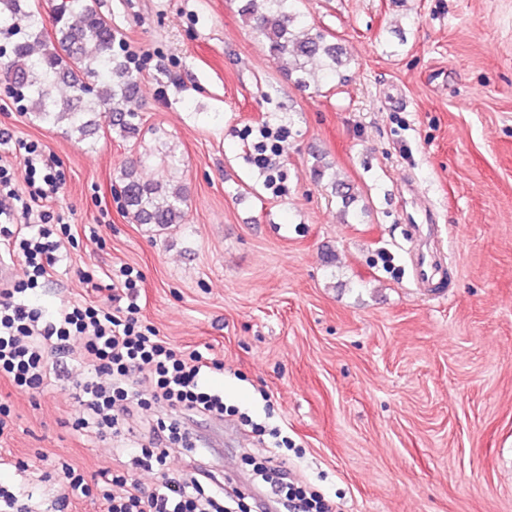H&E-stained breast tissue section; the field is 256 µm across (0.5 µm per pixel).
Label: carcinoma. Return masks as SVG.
Here are the masks:
<instances>
[{"label": "carcinoma", "mask_w": 512, "mask_h": 512, "mask_svg": "<svg viewBox=\"0 0 512 512\" xmlns=\"http://www.w3.org/2000/svg\"><path fill=\"white\" fill-rule=\"evenodd\" d=\"M293 2L264 0L265 8L259 11L255 0H247L241 15L267 41L271 57L294 59L299 85L310 83L313 63L326 80L336 81L342 66L339 48L292 12ZM2 16L14 19L9 26L0 25V39L6 43L0 55L7 56L10 74L8 93L24 111L38 122L66 126L79 140L97 132L100 117L108 131L122 138L137 131L141 117L128 107L137 90L134 70L116 52L119 40L112 26L87 0H60L52 33L44 27L40 11L21 9L20 0H0ZM59 82L69 89L61 102L53 96ZM140 163L137 158L120 168L127 211L137 223L161 229L185 223L183 189L165 190L158 180H142Z\"/></svg>", "instance_id": "obj_1"}]
</instances>
